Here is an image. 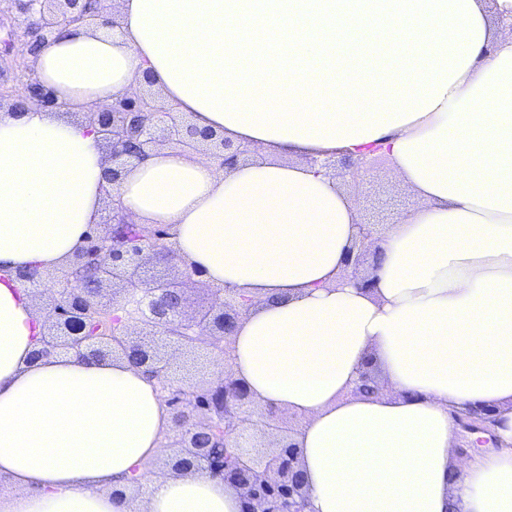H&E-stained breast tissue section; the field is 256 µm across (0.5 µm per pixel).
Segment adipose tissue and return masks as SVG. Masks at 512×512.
<instances>
[{"instance_id": "obj_1", "label": "adipose tissue", "mask_w": 512, "mask_h": 512, "mask_svg": "<svg viewBox=\"0 0 512 512\" xmlns=\"http://www.w3.org/2000/svg\"><path fill=\"white\" fill-rule=\"evenodd\" d=\"M35 69L66 109L0 111V512H241L205 474L158 478L171 414L125 360L35 358L19 271L66 264L102 216L104 143L83 113L151 78L251 156L161 149L114 188L188 264L254 298L224 371L297 414L312 512H512V0H120ZM383 147L419 203L383 233L372 290L340 276L357 213L304 157ZM378 394L354 395L366 361ZM493 408L500 447L458 456ZM494 410L489 408L488 406H480L475 408H470L468 410V416L470 423L465 424V428L469 430H478L483 429L487 430L491 425L494 424L495 419H493ZM457 453L463 455L467 452V455L464 457H471L473 454L481 450V448L488 447H496V444L491 441L489 437L482 436L481 443L479 447L472 451L473 448H469L467 445L469 436L472 438L474 435L472 433L476 431H469L462 427L460 423L457 424ZM461 447V448H460ZM467 448V449H466Z\"/></svg>"}]
</instances>
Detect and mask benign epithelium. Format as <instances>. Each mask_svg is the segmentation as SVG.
I'll return each instance as SVG.
<instances>
[{
	"label": "benign epithelium",
	"instance_id": "7a95c632",
	"mask_svg": "<svg viewBox=\"0 0 512 512\" xmlns=\"http://www.w3.org/2000/svg\"><path fill=\"white\" fill-rule=\"evenodd\" d=\"M86 4L87 0H0V26L16 16L24 18V34L35 52L73 25H117L101 8L89 10ZM2 101L16 109L23 105L44 109L67 106L55 91L40 84L32 69L14 85H0ZM87 120L110 148V166L104 177L112 184L131 161L145 160L167 142L198 152L225 170L250 153L246 146L191 125L173 106L159 104L149 91L89 112ZM103 223L108 231L87 239L69 263L63 288L53 302L47 333L34 358L71 349L99 358L123 355L131 363L147 367L168 393L176 432L170 444L177 449L170 462L173 474L205 473L223 479L239 493L242 512H306L310 493L301 471L302 452L275 408L257 410L251 389L221 374L203 386L183 384L172 376L170 360L134 335L139 327L157 330L173 343L192 345L207 339L225 357L236 323L249 311L253 298L209 284L211 306L189 316L184 281L200 278L202 272L187 267L178 257L168 244L170 233L153 227L148 235L132 238L128 232L132 221L122 214V204L114 196ZM380 238L379 224L357 225L344 267L351 270V280L360 288L373 287L377 253H367V247L377 245ZM158 266L173 271L174 276L148 274ZM111 281L119 283L118 300L107 303L102 301V292ZM377 388L370 368L364 367L355 393H373ZM493 416L494 410L487 406L471 408L465 428L486 430L494 424ZM270 433L277 439L274 450L265 452L257 437ZM218 443L226 448L222 457L212 452Z\"/></svg>",
	"mask_w": 512,
	"mask_h": 512
}]
</instances>
